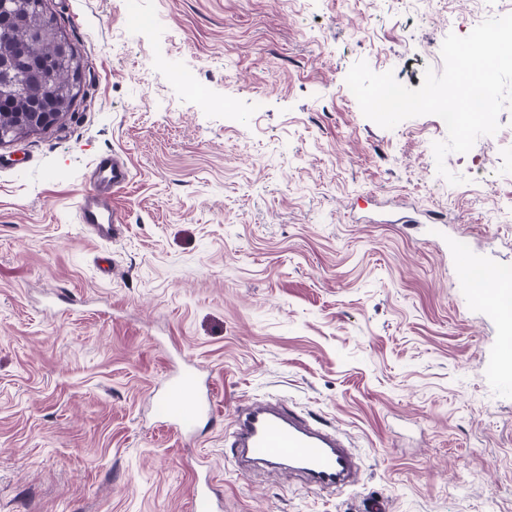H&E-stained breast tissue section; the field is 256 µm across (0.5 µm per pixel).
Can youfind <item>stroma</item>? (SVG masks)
Returning a JSON list of instances; mask_svg holds the SVG:
<instances>
[{
    "label": "stroma",
    "mask_w": 512,
    "mask_h": 512,
    "mask_svg": "<svg viewBox=\"0 0 512 512\" xmlns=\"http://www.w3.org/2000/svg\"><path fill=\"white\" fill-rule=\"evenodd\" d=\"M85 69L67 116L0 144V512H190L200 460L224 512H512L507 322L457 241L512 281V108L449 153L424 115L384 129L351 66L416 89L478 0H47ZM189 72L190 82L175 81ZM105 153L121 234L77 220ZM194 366L192 436L155 404ZM273 396L351 439L336 494L238 467L237 407Z\"/></svg>",
    "instance_id": "1"
}]
</instances>
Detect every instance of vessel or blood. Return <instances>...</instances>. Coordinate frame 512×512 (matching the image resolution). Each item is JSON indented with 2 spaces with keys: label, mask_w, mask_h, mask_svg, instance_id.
Masks as SVG:
<instances>
[{
  "label": "vessel or blood",
  "mask_w": 512,
  "mask_h": 512,
  "mask_svg": "<svg viewBox=\"0 0 512 512\" xmlns=\"http://www.w3.org/2000/svg\"><path fill=\"white\" fill-rule=\"evenodd\" d=\"M131 179L128 165L116 155L99 157L90 192L79 206V220L103 241H112L123 219L112 203ZM160 411L169 425L188 433L196 420L212 416L210 400L202 399L194 377L169 378L160 397ZM235 454L276 464L287 460L290 469L307 474L321 488H342L357 474L354 456L338 438L319 431L292 406L257 404L238 414L229 436ZM194 512H222L223 501L209 482L194 480Z\"/></svg>",
  "instance_id": "b4317fda"
}]
</instances>
